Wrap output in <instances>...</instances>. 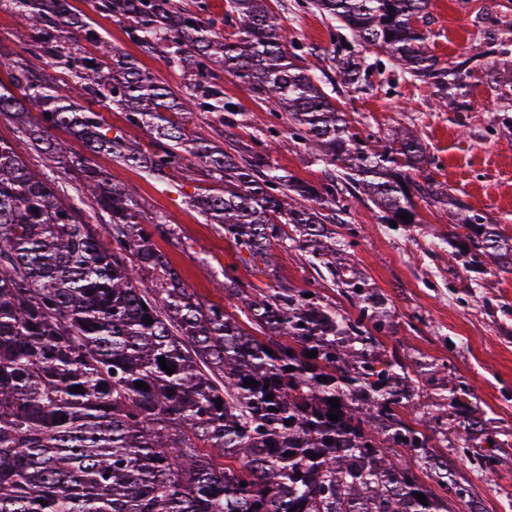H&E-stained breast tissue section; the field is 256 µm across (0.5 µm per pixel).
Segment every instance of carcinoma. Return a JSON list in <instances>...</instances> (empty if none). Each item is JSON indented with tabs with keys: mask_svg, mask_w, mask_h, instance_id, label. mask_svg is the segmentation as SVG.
I'll return each instance as SVG.
<instances>
[{
	"mask_svg": "<svg viewBox=\"0 0 512 512\" xmlns=\"http://www.w3.org/2000/svg\"><path fill=\"white\" fill-rule=\"evenodd\" d=\"M270 2L226 0L236 22L220 33L173 0H98L131 41L187 77L177 89L113 48L70 0L4 3L29 39L21 62L0 46V118L33 150L69 156L103 230L0 138V512H451L448 499H473L442 449L470 453L481 468L497 463L503 443L487 433L473 391L458 385L423 403L413 360L382 341L394 329L388 299L336 263L348 242L332 226L343 224L347 198L382 224L408 227L424 223L416 200L457 201L431 178L416 180L427 162L418 135L394 147L352 131L334 91L291 51ZM429 4L306 2L365 50L328 58L348 90L372 88L368 71H379L384 53L396 77L432 87L439 107L450 93L467 96L465 79L480 73L509 111L512 62H484L512 59L507 22L483 17L487 36L445 66L419 28ZM226 75L285 113L292 136L331 171L326 181L280 173L258 142L232 155L189 133L192 112L236 125ZM103 104L149 132L159 151L108 136L94 109ZM61 130L87 154L70 153ZM98 154L152 177L197 162L212 186L194 206L243 264L271 276L272 249L295 247L354 312L319 288L250 293L228 270L224 295L240 315L202 301L153 241L164 224L144 218L135 190L112 184ZM448 252L473 281L490 262L512 272V237L465 205ZM410 407L423 410L420 419L407 418Z\"/></svg>",
	"mask_w": 512,
	"mask_h": 512,
	"instance_id": "1",
	"label": "carcinoma"
}]
</instances>
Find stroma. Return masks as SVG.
I'll return each mask as SVG.
<instances>
[{
    "label": "stroma",
    "instance_id": "1",
    "mask_svg": "<svg viewBox=\"0 0 512 512\" xmlns=\"http://www.w3.org/2000/svg\"><path fill=\"white\" fill-rule=\"evenodd\" d=\"M273 8L294 32L304 65L315 73L325 72V58L342 45L330 23L316 12L300 9L297 0H275ZM485 12L512 20V0H431L430 51L442 62L457 61L472 41L484 37L486 26L480 17ZM99 24L114 47L137 56L158 81L173 87L183 83L181 72L163 58L142 52L121 24L105 18ZM372 82V89L362 93L336 90V104L354 128L385 142L401 129L418 128L431 159L426 173L512 237V128L502 125L499 103L485 82L469 78L467 97L442 111L431 108L425 88L378 74ZM224 94L239 107L235 132L241 139L267 145L283 174L310 182L324 179L323 166L292 137L286 119L272 116L232 77L224 79ZM0 138L12 143L32 171L54 176L62 195L79 197L76 179L32 152L4 120ZM95 161L113 183L135 189L147 216L171 226L170 234L155 235L154 241L203 299L224 304L223 270L228 266L254 288L317 287L318 276L293 247L274 249V278L238 264L223 230L191 204L192 196L209 186L197 164L153 179L108 155L96 156ZM418 210L422 224L391 230L367 207L353 205L344 216L353 229L347 257L395 311V332L386 337V345L412 356L421 378L434 374L440 387L462 382L472 388L487 432L504 440L505 446L490 470L449 450L453 473L486 512H512V273L491 268L479 281H471L444 243L454 229L447 211L423 201Z\"/></svg>",
    "mask_w": 512,
    "mask_h": 512
}]
</instances>
